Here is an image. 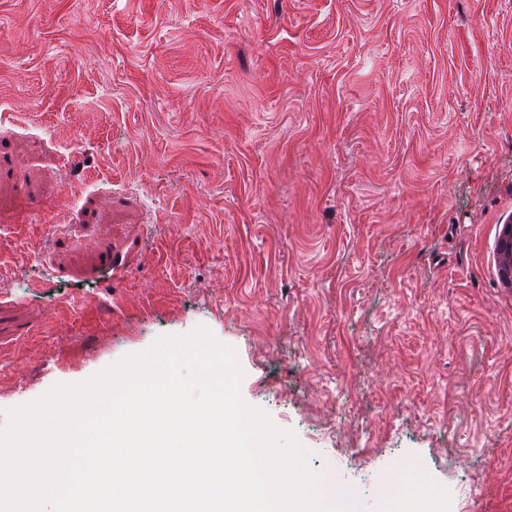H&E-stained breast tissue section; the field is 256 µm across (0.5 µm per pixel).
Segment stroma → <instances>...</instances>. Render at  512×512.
I'll return each mask as SVG.
<instances>
[{"label":"stroma","mask_w":512,"mask_h":512,"mask_svg":"<svg viewBox=\"0 0 512 512\" xmlns=\"http://www.w3.org/2000/svg\"><path fill=\"white\" fill-rule=\"evenodd\" d=\"M510 221L512 0H0V424L203 325L337 494L512 512ZM512 222L503 224L498 234L497 263L502 282L512 286Z\"/></svg>","instance_id":"obj_1"}]
</instances>
